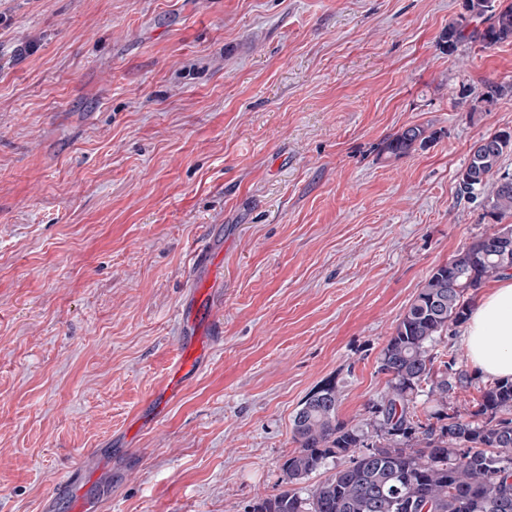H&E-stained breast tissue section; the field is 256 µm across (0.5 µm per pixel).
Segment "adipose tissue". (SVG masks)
Segmentation results:
<instances>
[{
  "label": "adipose tissue",
  "instance_id": "ef3b65f1",
  "mask_svg": "<svg viewBox=\"0 0 512 512\" xmlns=\"http://www.w3.org/2000/svg\"><path fill=\"white\" fill-rule=\"evenodd\" d=\"M463 336L476 369L490 377L512 379V275L502 276L479 299Z\"/></svg>",
  "mask_w": 512,
  "mask_h": 512
}]
</instances>
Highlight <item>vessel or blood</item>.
Segmentation results:
<instances>
[{
    "label": "vessel or blood",
    "mask_w": 512,
    "mask_h": 512,
    "mask_svg": "<svg viewBox=\"0 0 512 512\" xmlns=\"http://www.w3.org/2000/svg\"><path fill=\"white\" fill-rule=\"evenodd\" d=\"M179 322L178 349L179 358L174 366L171 378L161 392L164 398H171L192 378L200 368L203 356L199 350L202 333L212 338H221L224 334V321L215 306L207 305L206 296L201 290H193L187 304L177 313ZM89 476L80 469L71 470L56 486L55 497L66 505L68 512H98L100 502L86 497L83 492Z\"/></svg>",
    "instance_id": "obj_1"
}]
</instances>
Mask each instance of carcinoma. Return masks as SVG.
<instances>
[{
	"label": "carcinoma",
	"instance_id": "obj_1",
	"mask_svg": "<svg viewBox=\"0 0 512 512\" xmlns=\"http://www.w3.org/2000/svg\"><path fill=\"white\" fill-rule=\"evenodd\" d=\"M511 42L512 0H462L437 46L451 55L463 43ZM434 140L428 128L410 125L381 152L402 157ZM509 149L512 132L500 131L470 153L460 193L482 194ZM487 208L494 219L512 213L511 174L496 180ZM509 271L512 224L493 225L433 269L379 354L377 373L387 380L365 417H339L334 382L309 395L293 418L284 489L247 512H512V379L481 382L438 349L449 328L467 320L477 292ZM472 388L478 397L459 410L455 395ZM326 469L325 479L308 484Z\"/></svg>",
	"mask_w": 512,
	"mask_h": 512
}]
</instances>
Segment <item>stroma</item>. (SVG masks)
<instances>
[{"label": "stroma", "mask_w": 512, "mask_h": 512, "mask_svg": "<svg viewBox=\"0 0 512 512\" xmlns=\"http://www.w3.org/2000/svg\"><path fill=\"white\" fill-rule=\"evenodd\" d=\"M460 5L0 0V512H55L103 450L100 512H245L312 390L364 417L398 320L493 224L458 176L512 131L483 98L512 44L442 54ZM413 124L436 139L381 153ZM203 237L224 337L144 432Z\"/></svg>", "instance_id": "obj_1"}]
</instances>
